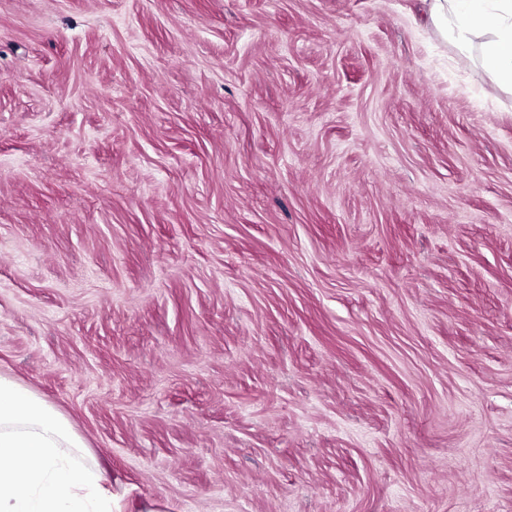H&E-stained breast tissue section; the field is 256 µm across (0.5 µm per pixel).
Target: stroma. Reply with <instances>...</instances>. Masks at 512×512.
Segmentation results:
<instances>
[{"mask_svg":"<svg viewBox=\"0 0 512 512\" xmlns=\"http://www.w3.org/2000/svg\"><path fill=\"white\" fill-rule=\"evenodd\" d=\"M0 376L123 512H512V91L421 0H0Z\"/></svg>","mask_w":512,"mask_h":512,"instance_id":"stroma-1","label":"stroma"}]
</instances>
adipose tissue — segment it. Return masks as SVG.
I'll use <instances>...</instances> for the list:
<instances>
[{"mask_svg":"<svg viewBox=\"0 0 512 512\" xmlns=\"http://www.w3.org/2000/svg\"><path fill=\"white\" fill-rule=\"evenodd\" d=\"M425 16L462 48L479 42L495 83L512 89V0H423Z\"/></svg>","mask_w":512,"mask_h":512,"instance_id":"adipose-tissue-1","label":"adipose tissue"}]
</instances>
